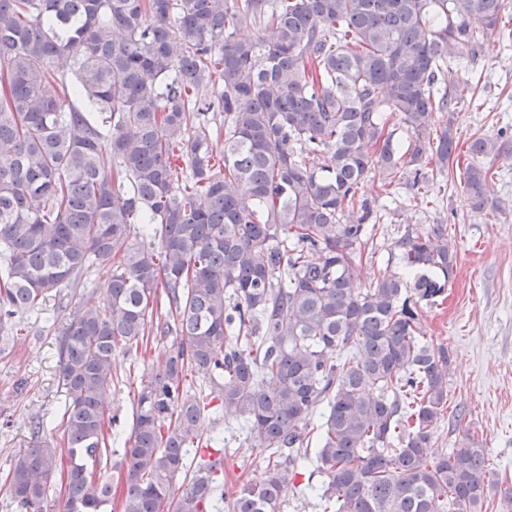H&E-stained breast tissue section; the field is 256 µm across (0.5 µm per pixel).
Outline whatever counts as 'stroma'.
<instances>
[{"mask_svg": "<svg viewBox=\"0 0 512 512\" xmlns=\"http://www.w3.org/2000/svg\"><path fill=\"white\" fill-rule=\"evenodd\" d=\"M451 83L474 85L476 104L456 115L460 148L481 135L500 136L503 150L486 194L495 209H473L458 170L440 171L429 159L426 187L384 186L368 176L360 196L381 217L374 251L358 265V286L384 273H403L391 250L405 232L426 233L444 224L456 244L457 266L444 299L417 304L425 341L446 345L451 355L448 414L432 430L436 448H453L471 435L485 448L487 477L512 487V39L483 43L478 57L448 74ZM112 279L108 266L94 268L87 288L61 289L41 311L10 321L0 331V512H15L5 481L14 458L33 445L30 419L58 415L62 402L56 338L67 318L88 302H99ZM119 383L107 393L105 418H117L112 441L96 467L109 475L125 453L133 425L134 396L153 373L151 362L117 355ZM224 482L262 480L266 462L249 446L238 425L223 432Z\"/></svg>", "mask_w": 512, "mask_h": 512, "instance_id": "obj_1", "label": "stroma"}]
</instances>
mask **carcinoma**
Masks as SVG:
<instances>
[{
	"label": "carcinoma",
	"mask_w": 512,
	"mask_h": 512,
	"mask_svg": "<svg viewBox=\"0 0 512 512\" xmlns=\"http://www.w3.org/2000/svg\"><path fill=\"white\" fill-rule=\"evenodd\" d=\"M505 0H0V319L112 266L103 304L59 336L67 451L39 440L7 476L16 512H46L68 456L63 512H280L292 472L328 477L323 512H483L500 496L485 449H433L448 410V347L422 341L416 307L445 292L448 225L396 242L408 282L362 290L356 261L377 214L357 196L457 155L464 90L451 65L501 37ZM260 26L268 35L237 37ZM68 55V73L51 72ZM446 112L434 127L435 112ZM210 112L224 113V154ZM405 128L400 152L385 113ZM498 138L468 147L461 180L485 194ZM164 320L153 324L158 307ZM157 332L175 337L162 350ZM156 364L137 395L117 480L88 468L117 354ZM202 378L194 390L189 377ZM267 455L260 483L218 492L192 467L208 395ZM191 472L189 488L171 494Z\"/></svg>",
	"instance_id": "obj_1"
}]
</instances>
